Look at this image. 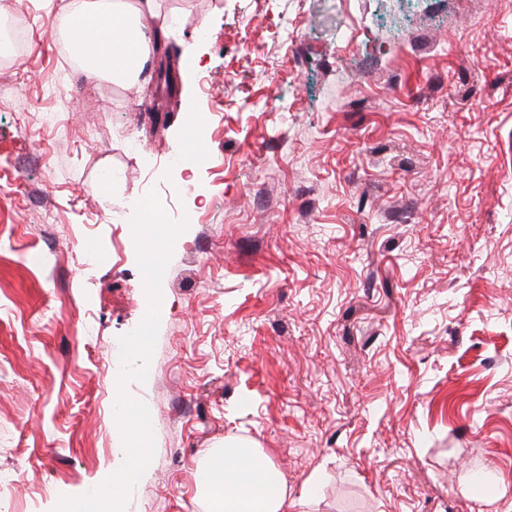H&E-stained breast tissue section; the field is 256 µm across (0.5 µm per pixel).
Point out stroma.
Returning a JSON list of instances; mask_svg holds the SVG:
<instances>
[{
    "label": "stroma",
    "mask_w": 512,
    "mask_h": 512,
    "mask_svg": "<svg viewBox=\"0 0 512 512\" xmlns=\"http://www.w3.org/2000/svg\"><path fill=\"white\" fill-rule=\"evenodd\" d=\"M159 2L172 84H84L38 16L0 62V473L60 512L127 465L132 403L128 512H209L228 440L311 512H512V0ZM189 130L158 253L137 203ZM122 420L128 432L135 436H144L150 431L151 420L149 414L142 412L136 405L128 404L124 408Z\"/></svg>",
    "instance_id": "1"
}]
</instances>
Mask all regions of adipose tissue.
<instances>
[{
    "label": "adipose tissue",
    "mask_w": 512,
    "mask_h": 512,
    "mask_svg": "<svg viewBox=\"0 0 512 512\" xmlns=\"http://www.w3.org/2000/svg\"><path fill=\"white\" fill-rule=\"evenodd\" d=\"M60 12L81 71L97 79H139L165 30L157 0H65ZM207 459L213 512H308L309 496L289 500L257 449L234 443Z\"/></svg>",
    "instance_id": "ef3b65f1"
}]
</instances>
